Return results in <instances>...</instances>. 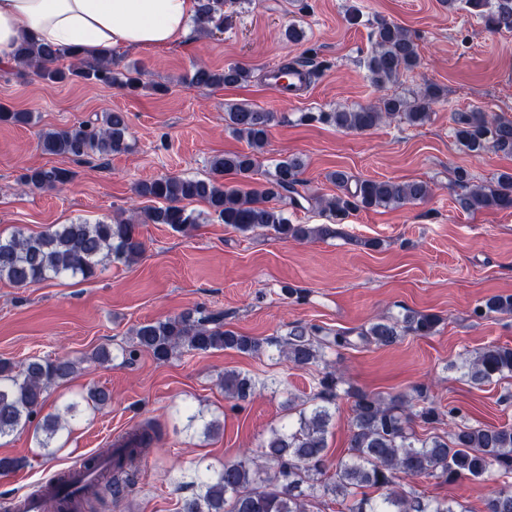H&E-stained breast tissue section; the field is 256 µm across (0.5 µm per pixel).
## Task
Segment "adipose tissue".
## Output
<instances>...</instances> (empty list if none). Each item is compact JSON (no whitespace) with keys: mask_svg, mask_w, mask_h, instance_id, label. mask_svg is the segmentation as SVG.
Listing matches in <instances>:
<instances>
[{"mask_svg":"<svg viewBox=\"0 0 512 512\" xmlns=\"http://www.w3.org/2000/svg\"><path fill=\"white\" fill-rule=\"evenodd\" d=\"M198 0H0V65L31 39L85 56L116 47L159 48L188 42Z\"/></svg>","mask_w":512,"mask_h":512,"instance_id":"adipose-tissue-1","label":"adipose tissue"}]
</instances>
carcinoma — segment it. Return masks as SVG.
Here are the masks:
<instances>
[{"instance_id": "cac0c4a2", "label": "carcinoma", "mask_w": 512, "mask_h": 512, "mask_svg": "<svg viewBox=\"0 0 512 512\" xmlns=\"http://www.w3.org/2000/svg\"><path fill=\"white\" fill-rule=\"evenodd\" d=\"M236 0H199L197 30L203 34L224 30L231 15L224 7ZM448 9L464 5L491 32H512V0H442ZM371 38L373 49L365 61L371 85L379 92L396 84L402 74L420 63L417 45L403 28L380 21ZM72 59L69 68L58 63ZM14 62L33 69L43 81L52 83L79 79L85 83L118 86L130 93L145 86L143 70L135 63L121 64L108 52L91 61L81 53L50 44L23 40L14 51ZM250 68L231 63L222 70L198 66L189 83L198 87L236 86L248 80ZM441 96L436 85H426L408 95H384L375 105L336 108L329 112H307L303 120L330 125L344 132H365L386 120L399 118L410 126L424 123L432 104ZM276 113L248 103H228L224 124L247 144L243 151L217 154L209 161L205 178L169 176L136 184L137 196L156 202L134 218H115L91 224L77 221L53 224L38 234L21 227L0 234V280L27 288L64 275L89 279L106 263L129 264L143 253L138 236L141 223L165 224L173 231L195 229L201 214L188 204L202 202L207 215L242 232L266 231L284 241L305 242L340 234L337 225L361 208L403 207L426 200L431 194L421 180L396 181L357 179L342 170L328 174L340 194L322 198L300 192L305 186L303 163L297 158L279 160L263 182L253 186L260 171V155ZM29 112H14L0 105V123L28 124ZM455 137L474 156L488 151L512 154V119L484 112H456ZM129 127L123 112H105L97 124L79 122L39 136L40 149L50 155L81 160L93 155L105 159L129 148ZM72 171L59 167L28 168L20 176L29 189H60L72 181ZM455 181L463 189L458 202L466 211L512 208V172L499 174L496 186L485 188L471 182L470 174L458 168ZM316 203L326 213L327 224H294L287 212L273 202L300 200ZM512 295L492 296L474 309L480 318L511 314ZM443 318L433 313H411L403 320L379 318L357 333L361 345L391 346L407 334L434 336ZM135 350L144 351L159 363L184 352L207 353L234 350L248 355L267 353L297 368L325 361V350L354 345L350 332L330 335L317 325L300 321L288 324L281 336L259 338L241 334L224 325L221 314L189 310L165 319L146 322L132 330ZM470 379L489 383L512 376V348L487 345L465 360ZM77 362L65 356L32 357L17 365L0 359V438L34 426L37 445L53 454V443L69 421L59 414L39 417L51 386L70 379ZM224 394L236 402L248 401L257 389L276 385V379L258 382L236 371L224 372ZM350 402L351 424L347 457L331 466L328 457L329 427L343 401ZM293 423L271 430L257 452L246 450L224 461L218 471L195 466L189 481L190 494L183 497L179 512H309L314 500L333 497L339 512H467L446 500L431 501L402 477H431L442 483L479 479L496 468L512 474V426L470 424L460 419V409L443 410L430 399L425 386L389 398L353 387L337 371H325L316 379L312 395L298 403L288 399ZM454 426L444 434L419 436L418 421L429 429L444 423ZM160 437L158 424L125 436L112 448V461L96 485L72 489L67 475L58 473L49 483L56 489L54 512H82L102 493L117 496L129 480L131 469L146 448ZM380 492L377 497L369 490ZM483 512H512V486L485 500Z\"/></svg>"}]
</instances>
